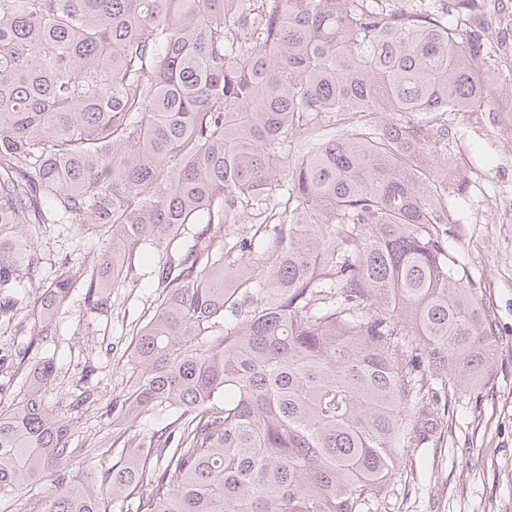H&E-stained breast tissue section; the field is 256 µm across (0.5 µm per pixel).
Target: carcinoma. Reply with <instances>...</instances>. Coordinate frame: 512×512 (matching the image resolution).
Here are the masks:
<instances>
[{
    "label": "carcinoma",
    "mask_w": 512,
    "mask_h": 512,
    "mask_svg": "<svg viewBox=\"0 0 512 512\" xmlns=\"http://www.w3.org/2000/svg\"><path fill=\"white\" fill-rule=\"evenodd\" d=\"M402 2L0 0V324L43 280L42 224L112 246L41 286L37 342L73 289L102 312L143 246L177 254L131 327L103 483L73 475L90 393L48 405L46 359L0 410V498L50 466L29 512H370L431 430L430 392L485 382L498 328L451 272L434 148L448 114L499 110L512 34L488 0Z\"/></svg>",
    "instance_id": "1"
}]
</instances>
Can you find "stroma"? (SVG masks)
<instances>
[{"label": "stroma", "mask_w": 512, "mask_h": 512, "mask_svg": "<svg viewBox=\"0 0 512 512\" xmlns=\"http://www.w3.org/2000/svg\"><path fill=\"white\" fill-rule=\"evenodd\" d=\"M502 109L459 112L449 117L448 221L440 225L448 253L466 272L499 329V349L487 380L448 404L443 427L401 458L392 491L371 512H512V96ZM106 241L73 224H48L37 245L47 278L62 265L92 263ZM165 250L146 247L136 256L124 287L113 289L110 309H88L74 292L57 319V334L31 348L26 363L16 351L28 345L37 286L16 295L15 318L0 325V409L19 402L33 362L53 359L57 371L44 399L67 406L82 386L95 399L74 412L77 448L112 434V399L124 392L132 351L130 322L159 303L151 278Z\"/></svg>", "instance_id": "obj_1"}]
</instances>
